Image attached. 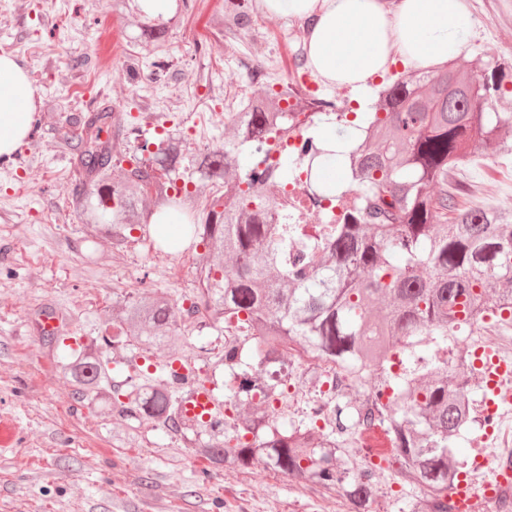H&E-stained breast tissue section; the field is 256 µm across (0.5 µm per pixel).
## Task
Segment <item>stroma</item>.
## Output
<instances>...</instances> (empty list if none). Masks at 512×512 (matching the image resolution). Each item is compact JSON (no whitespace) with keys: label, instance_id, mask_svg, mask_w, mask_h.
I'll list each match as a JSON object with an SVG mask.
<instances>
[{"label":"stroma","instance_id":"obj_1","mask_svg":"<svg viewBox=\"0 0 512 512\" xmlns=\"http://www.w3.org/2000/svg\"><path fill=\"white\" fill-rule=\"evenodd\" d=\"M29 3L18 12L14 0H0V55L22 60L40 95L30 133L35 160L0 157V419L15 430L13 440L0 442V512H311L310 500L325 497L319 487L261 467L197 480L202 464L188 442L152 422L141 423L135 445L118 441L127 421L74 408L71 385L33 321L40 306H52L86 345L115 335L108 311L130 290H155L179 304L198 286L190 252L156 253L151 228L133 230L119 255L104 236L85 237L66 195L76 159L58 146L68 115L111 106L150 134L180 124L187 154L223 147L225 128L212 114L223 108L225 88L240 98L257 93L258 84L244 83L238 70L250 50L272 59L277 80L302 78L336 102L355 94L300 77L291 53L304 28L293 19L261 11L252 30L218 37L207 21L224 0H190L160 67L130 42L107 0ZM464 3L470 35L457 65L468 73L477 55L512 54V0ZM63 71L70 75L64 86ZM456 172L468 185H483L484 206L512 210V193L498 190L512 179V154L481 148ZM223 343V328L200 324L183 350L219 390L229 375L212 352Z\"/></svg>","mask_w":512,"mask_h":512}]
</instances>
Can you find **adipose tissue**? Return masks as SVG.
Listing matches in <instances>:
<instances>
[{"label":"adipose tissue","instance_id":"adipose-tissue-1","mask_svg":"<svg viewBox=\"0 0 512 512\" xmlns=\"http://www.w3.org/2000/svg\"><path fill=\"white\" fill-rule=\"evenodd\" d=\"M270 12L309 25L306 42L314 71L327 83L350 87L361 105L370 79L401 62L434 69L459 55L470 28L463 0H262ZM36 109L33 83L19 59L0 56V155L29 136Z\"/></svg>","mask_w":512,"mask_h":512}]
</instances>
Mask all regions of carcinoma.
<instances>
[{"label": "carcinoma", "mask_w": 512, "mask_h": 512, "mask_svg": "<svg viewBox=\"0 0 512 512\" xmlns=\"http://www.w3.org/2000/svg\"><path fill=\"white\" fill-rule=\"evenodd\" d=\"M253 0H224L211 15L217 34L238 33L252 23ZM182 23V11L161 24L141 17L137 39L156 54ZM468 80L450 61L439 71L412 69L379 92L373 112H325L330 102L293 84L280 96L300 100V112L281 111L263 93L231 113L232 136L224 148H204L187 157L185 136L164 128L131 153L119 139L101 134L125 127L127 117L104 110L68 116L61 147L78 157L79 181L70 206L92 236L105 230L112 248H123L131 231L171 211L187 220L183 237L204 252L195 255L201 283L191 305L174 308L162 292L139 291L123 301L118 326L136 355L129 374L112 379V357L93 341L59 361L70 382L75 408L102 420L116 413L128 421L151 420L192 444L217 468L274 470L343 492L355 512H367L379 488L371 474L352 473L339 452L335 420L305 427L279 424L274 402L285 394L290 364L304 357L345 371L327 395L356 393L350 409L356 423L378 424L389 437L386 458L403 484L419 489L413 512H452L448 497L458 475L450 448L468 424L475 372L448 370V331L473 326L483 314L512 321V211L463 206L451 187L457 162L472 150L512 149V114L488 106L512 83V66L498 60ZM334 126L351 144L340 153L348 168L345 185H322L319 171L335 153L317 146L312 131ZM303 128L300 161L310 190L342 208L339 224L315 226L309 234L268 199L270 188L288 179L294 159L283 155L276 176L249 163L279 131ZM233 325L215 357L234 369L249 342V370L233 373L229 399L235 435L200 443L203 426L174 415L175 360L142 366L136 357L155 349L176 351L181 328L198 320ZM435 348L428 358L416 347Z\"/></svg>", "instance_id": "obj_1"}]
</instances>
